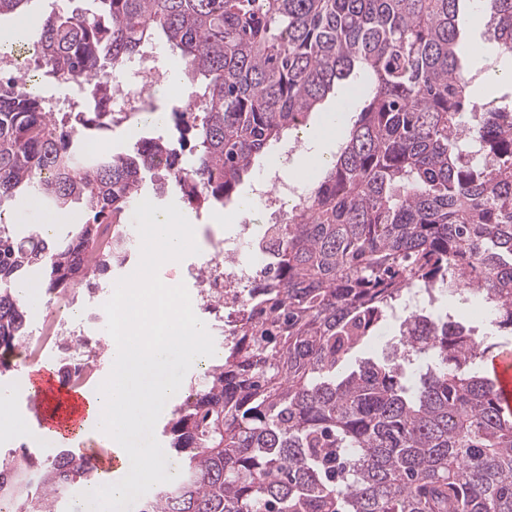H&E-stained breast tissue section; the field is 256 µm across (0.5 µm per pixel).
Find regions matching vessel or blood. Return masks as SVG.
<instances>
[{
  "instance_id": "obj_1",
  "label": "vessel or blood",
  "mask_w": 512,
  "mask_h": 512,
  "mask_svg": "<svg viewBox=\"0 0 512 512\" xmlns=\"http://www.w3.org/2000/svg\"><path fill=\"white\" fill-rule=\"evenodd\" d=\"M489 371L501 402L511 408L512 353L504 352L493 357ZM92 395V390L67 386L46 371L40 378L32 380L24 400L36 413L40 427L50 430L55 441L67 443L79 438L82 428L86 427Z\"/></svg>"
}]
</instances>
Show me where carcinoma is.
<instances>
[{
  "label": "carcinoma",
  "mask_w": 512,
  "mask_h": 512,
  "mask_svg": "<svg viewBox=\"0 0 512 512\" xmlns=\"http://www.w3.org/2000/svg\"><path fill=\"white\" fill-rule=\"evenodd\" d=\"M30 0H0V19ZM50 14L37 40L43 72L107 95L95 75L166 42L205 96L184 105L179 139L195 162L172 183L190 205H225L284 131L303 125L355 67L364 106L303 207L279 225L272 265L242 318L248 338L188 386L160 435L179 476L140 512H512V410L471 364L494 349L448 333V316L411 315L388 361L349 358L415 283L492 308L512 330V107L478 111L459 53L460 5H490L512 55V0H93ZM114 112L68 124L37 91L0 77V369L31 337L22 286L44 295L97 288L120 261L124 225L157 135L98 157L80 146ZM28 197L87 219L57 239L3 223ZM112 244L101 248L102 225ZM102 251L87 266L84 252ZM434 365L406 374L421 355ZM89 457L21 447L0 469V512H57Z\"/></svg>",
  "instance_id": "obj_1"
}]
</instances>
